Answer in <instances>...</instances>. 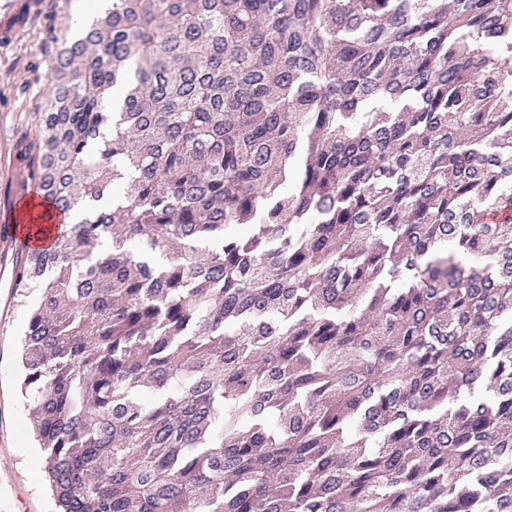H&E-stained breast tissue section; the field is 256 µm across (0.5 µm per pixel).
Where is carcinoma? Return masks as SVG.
Segmentation results:
<instances>
[{"label": "carcinoma", "mask_w": 512, "mask_h": 512, "mask_svg": "<svg viewBox=\"0 0 512 512\" xmlns=\"http://www.w3.org/2000/svg\"><path fill=\"white\" fill-rule=\"evenodd\" d=\"M56 4L59 512H512V0Z\"/></svg>", "instance_id": "carcinoma-1"}]
</instances>
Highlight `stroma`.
I'll return each instance as SVG.
<instances>
[{
	"label": "stroma",
	"instance_id": "obj_1",
	"mask_svg": "<svg viewBox=\"0 0 512 512\" xmlns=\"http://www.w3.org/2000/svg\"><path fill=\"white\" fill-rule=\"evenodd\" d=\"M8 7L13 14L11 27L0 41V182L8 191L22 193L29 190L31 180L18 170L15 154L33 138L41 117L39 107L50 92L42 42L47 9L44 0H9ZM38 301L34 291L26 302L16 303L0 331V403L10 412L7 436L17 463L35 494L45 500L49 493L43 480L44 455L33 442L28 412L16 385L20 339L28 310Z\"/></svg>",
	"mask_w": 512,
	"mask_h": 512
}]
</instances>
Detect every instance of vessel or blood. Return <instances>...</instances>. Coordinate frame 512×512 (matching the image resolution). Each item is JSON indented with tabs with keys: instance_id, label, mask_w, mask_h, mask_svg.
<instances>
[{
	"instance_id": "b4317fda",
	"label": "vessel or blood",
	"mask_w": 512,
	"mask_h": 512,
	"mask_svg": "<svg viewBox=\"0 0 512 512\" xmlns=\"http://www.w3.org/2000/svg\"><path fill=\"white\" fill-rule=\"evenodd\" d=\"M57 234L43 235L21 210L19 198L0 196V254L24 255L54 245ZM14 451L0 435V512H42L41 501L13 462Z\"/></svg>"
}]
</instances>
